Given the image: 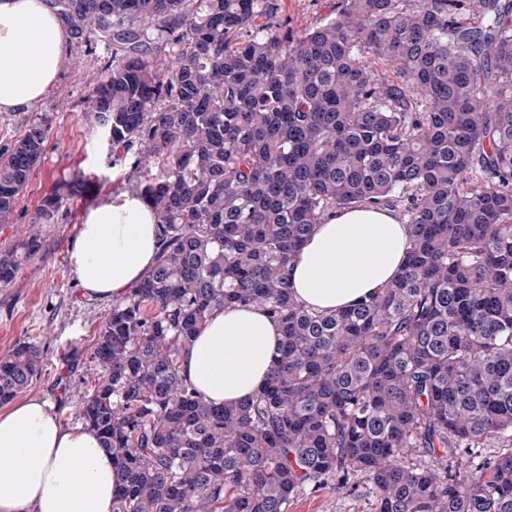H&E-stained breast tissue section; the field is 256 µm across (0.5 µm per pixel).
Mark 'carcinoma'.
I'll return each instance as SVG.
<instances>
[{"mask_svg": "<svg viewBox=\"0 0 512 512\" xmlns=\"http://www.w3.org/2000/svg\"><path fill=\"white\" fill-rule=\"evenodd\" d=\"M50 2L75 37L121 48L89 114L145 171L159 228L81 406L118 471L112 512H287L328 480L370 485L375 512H512V0H338L296 39L270 0ZM47 136L33 124L0 153V220ZM79 188L60 182L34 223ZM357 205L410 226L404 267L313 311L288 265ZM41 250L28 234L1 251L0 287ZM231 306L268 311L282 338L261 390L217 406L180 357ZM40 369L31 344L1 357L0 404Z\"/></svg>", "mask_w": 512, "mask_h": 512, "instance_id": "1", "label": "carcinoma"}]
</instances>
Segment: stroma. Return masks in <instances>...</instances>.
<instances>
[{
  "instance_id": "obj_1",
  "label": "stroma",
  "mask_w": 512,
  "mask_h": 512,
  "mask_svg": "<svg viewBox=\"0 0 512 512\" xmlns=\"http://www.w3.org/2000/svg\"><path fill=\"white\" fill-rule=\"evenodd\" d=\"M336 0H275L274 24L293 35L327 22ZM112 46L104 41L70 39L59 66L56 89L22 112H0V152L33 124L48 127L40 164L31 172L11 216L0 223V249L28 232L42 241L41 253L13 281L0 288V356L15 345L39 346L41 371L27 392L48 400L67 427L81 425V401L92 392L99 371L92 353L111 300L83 296L69 261L82 216L101 200L137 192L142 171L130 161L114 162L104 132L88 119L91 85L109 74ZM83 181L85 193L64 197L55 223L34 217L44 197L62 180ZM369 485L328 482L306 486L289 502L288 512H374Z\"/></svg>"
}]
</instances>
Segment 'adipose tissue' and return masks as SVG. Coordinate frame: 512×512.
Segmentation results:
<instances>
[{"mask_svg": "<svg viewBox=\"0 0 512 512\" xmlns=\"http://www.w3.org/2000/svg\"><path fill=\"white\" fill-rule=\"evenodd\" d=\"M67 36L45 0H0V111H19L55 85ZM408 225L387 209H344L316 225L290 264L296 298L328 312L375 293L405 263ZM149 206L124 193L88 209L70 254L84 295H127L157 252ZM281 331L254 306L215 310L183 352L182 375L214 404L264 384ZM116 469L98 437L64 426L52 405L26 397L0 410V512H112Z\"/></svg>", "mask_w": 512, "mask_h": 512, "instance_id": "obj_1", "label": "adipose tissue"}]
</instances>
